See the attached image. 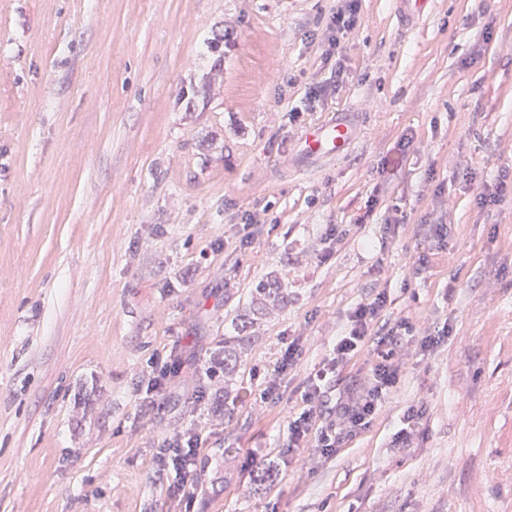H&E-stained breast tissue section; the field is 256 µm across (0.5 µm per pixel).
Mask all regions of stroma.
Listing matches in <instances>:
<instances>
[{"mask_svg":"<svg viewBox=\"0 0 512 512\" xmlns=\"http://www.w3.org/2000/svg\"><path fill=\"white\" fill-rule=\"evenodd\" d=\"M333 6L0 0V512H167L158 451L187 428L212 460L190 512H512V0H432L413 26L360 0L338 56ZM338 114L351 150L302 162L303 130ZM333 224L351 232L329 251ZM270 276L287 307L249 328L232 382L210 378ZM375 288L450 337L337 455L288 456L307 370ZM292 336L297 368L258 403ZM170 353L182 373L146 412L139 376ZM419 404L423 435L393 447Z\"/></svg>","mask_w":512,"mask_h":512,"instance_id":"1","label":"stroma"}]
</instances>
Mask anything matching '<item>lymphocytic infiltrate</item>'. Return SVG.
Instances as JSON below:
<instances>
[{
  "mask_svg": "<svg viewBox=\"0 0 512 512\" xmlns=\"http://www.w3.org/2000/svg\"><path fill=\"white\" fill-rule=\"evenodd\" d=\"M387 290L371 292L349 316L347 332L337 337L322 366L304 379L303 408L289 416L285 446L289 452L312 449L314 457L335 455L341 445L369 430L384 402L397 387L403 372L402 353L413 349L429 351L445 337V330L416 328L407 320L387 315ZM369 352L364 371L340 391L334 406L324 395L336 373L362 352ZM203 440L186 429L174 432L164 442V470L175 473L187 491L172 495L168 512H184L183 506L197 489L198 466Z\"/></svg>",
  "mask_w": 512,
  "mask_h": 512,
  "instance_id": "1",
  "label": "lymphocytic infiltrate"
}]
</instances>
